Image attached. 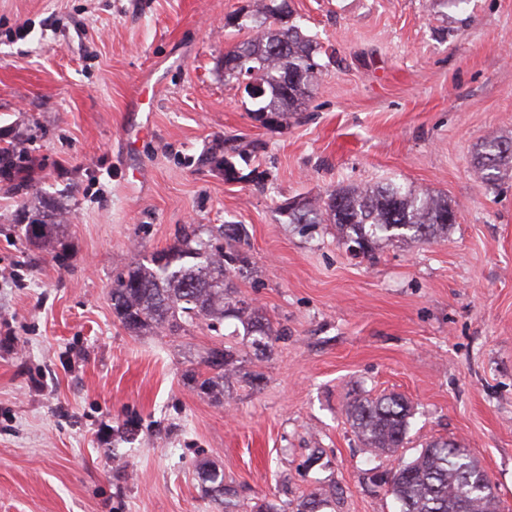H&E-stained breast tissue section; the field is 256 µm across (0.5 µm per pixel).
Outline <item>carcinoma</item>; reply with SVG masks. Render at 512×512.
<instances>
[{
  "label": "carcinoma",
  "mask_w": 512,
  "mask_h": 512,
  "mask_svg": "<svg viewBox=\"0 0 512 512\" xmlns=\"http://www.w3.org/2000/svg\"><path fill=\"white\" fill-rule=\"evenodd\" d=\"M251 29L253 36L224 53V79L237 80L242 71L249 72L264 87V95L255 100L254 115L272 114L279 126H286L297 119L313 92L311 79L320 44L303 34L299 25L277 18L265 2L257 4ZM257 149L252 141L230 137L209 152L204 162L230 165L234 156L248 158ZM481 164L487 179H497L502 170L512 167V141L489 144L481 154ZM32 167L33 159L18 144L0 148V181L6 182L7 190L17 194L31 189L32 184L20 175ZM451 216L448 199L388 183L341 186L324 200L302 197L288 212V223L334 224L341 230L343 244L358 246L361 255L371 256L384 243L408 239L429 243L445 237ZM62 223V210L45 205L26 224L25 235L37 245H48L53 227ZM202 234L194 229L151 254L148 264L133 262L114 275L111 300L116 317L133 333L164 328L172 334L196 319L220 324L232 318L242 324L255 351H266L276 332L258 310L233 297L227 283L230 270L242 274L249 266L241 250H224L226 244L245 241L244 225L221 224L209 229L207 237ZM204 364L209 376L189 371L185 377L200 393L217 401L234 372V352L215 348ZM410 412L404 398L384 395L355 403L349 418L367 452L377 455L404 447ZM197 478L204 495L220 512H240L234 491L224 484V470L203 463ZM386 484L400 512H498L497 496L485 471L455 441L426 442L415 457L387 477Z\"/></svg>",
  "instance_id": "carcinoma-1"
}]
</instances>
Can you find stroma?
<instances>
[{
	"instance_id": "35a3bbf8",
	"label": "stroma",
	"mask_w": 512,
	"mask_h": 512,
	"mask_svg": "<svg viewBox=\"0 0 512 512\" xmlns=\"http://www.w3.org/2000/svg\"><path fill=\"white\" fill-rule=\"evenodd\" d=\"M254 0H0V147L23 141L44 200L68 209L32 246L0 185V512H396L383 482L426 441L478 458L512 512V0H290L321 45L300 121L266 127L219 68ZM262 143L228 183L203 156ZM263 172L262 183L248 180ZM395 180L447 197V238L356 256L335 225L302 233L281 204ZM243 224L231 278L277 331L265 353L225 320L136 336L113 274L185 230ZM239 373L215 402L184 381L215 347ZM411 406L405 448L370 455L356 400ZM481 164L482 168L487 171L486 178L488 180L497 179L502 169H511L512 141L492 142L488 147H484ZM197 478L204 495L217 505L219 511L240 512V505L234 499V491L224 484L222 469L203 463L197 469Z\"/></svg>"
}]
</instances>
